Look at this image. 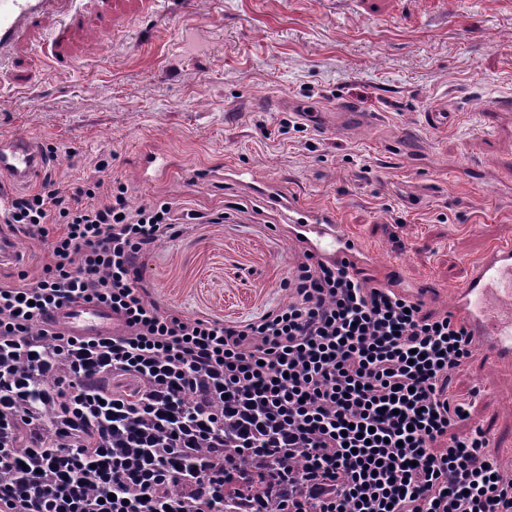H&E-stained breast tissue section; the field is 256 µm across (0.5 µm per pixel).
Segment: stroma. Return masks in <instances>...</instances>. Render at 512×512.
Segmentation results:
<instances>
[{
	"instance_id": "1",
	"label": "stroma",
	"mask_w": 512,
	"mask_h": 512,
	"mask_svg": "<svg viewBox=\"0 0 512 512\" xmlns=\"http://www.w3.org/2000/svg\"><path fill=\"white\" fill-rule=\"evenodd\" d=\"M76 0L67 27L47 21L16 53L25 89L0 98V139L34 138L56 187L98 161L127 202L170 199L220 224H186L143 257L153 297L183 315L245 322L287 303L295 248L272 209L225 180L228 167L287 180L380 262L404 290L433 287L448 310L469 266L512 236V0ZM447 127L425 122L431 109ZM372 112L333 132L304 112ZM155 146L171 168L140 182ZM244 204L248 213L236 211ZM454 386L477 392L473 426L512 472V368L474 349Z\"/></svg>"
}]
</instances>
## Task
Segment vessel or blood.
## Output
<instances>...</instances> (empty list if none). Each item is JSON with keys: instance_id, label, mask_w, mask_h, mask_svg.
Masks as SVG:
<instances>
[{"instance_id": "b4317fda", "label": "vessel or blood", "mask_w": 512, "mask_h": 512, "mask_svg": "<svg viewBox=\"0 0 512 512\" xmlns=\"http://www.w3.org/2000/svg\"><path fill=\"white\" fill-rule=\"evenodd\" d=\"M73 0H0V60L10 57L20 42L47 19L66 14ZM48 154L26 136L0 139V179L15 186H31L45 171ZM169 169L165 153L150 151L138 163L141 182L157 180ZM237 175L257 191L258 202L278 209L292 235L302 237L311 250L339 261L355 259L357 245L349 239L334 213L313 209L289 194L284 183L255 178L241 169ZM512 302V245L505 243L487 250L473 263L461 288L452 298V313L462 320L476 344L485 349L499 366L512 364V313L505 304ZM45 319L70 336H108L119 322L111 308L86 302H74L49 311Z\"/></svg>"}]
</instances>
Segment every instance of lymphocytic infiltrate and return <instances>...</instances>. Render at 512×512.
<instances>
[{"label": "lymphocytic infiltrate", "instance_id": "lymphocytic-infiltrate-1", "mask_svg": "<svg viewBox=\"0 0 512 512\" xmlns=\"http://www.w3.org/2000/svg\"><path fill=\"white\" fill-rule=\"evenodd\" d=\"M106 169L98 162L70 193L43 182L0 209L1 223L46 247L37 277L0 281V349L44 379L43 401L105 396L113 418L140 409L157 427L138 448H86L84 420L62 407L65 440L50 444L25 378L10 379L0 408L19 416L0 418V512H259L281 487L280 512H512V479L469 424L475 400L453 388L473 351L460 322L300 245L287 303L240 323L182 315L152 298L142 257L223 212L165 199L129 208L127 185ZM78 300L111 307L116 333L43 324ZM59 362L78 386L47 381ZM18 425L36 455L11 444ZM242 453L264 477L231 501L228 488L246 481Z\"/></svg>", "mask_w": 512, "mask_h": 512}]
</instances>
